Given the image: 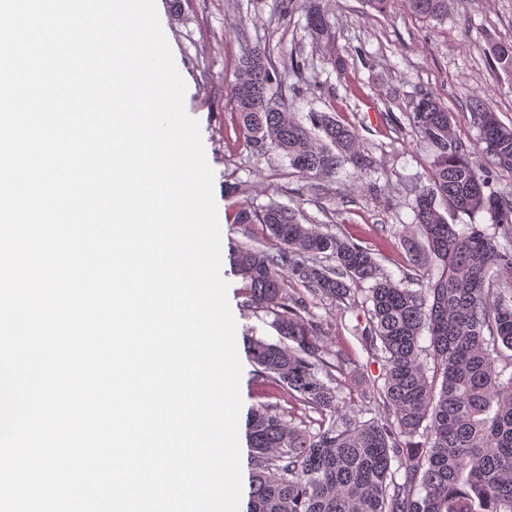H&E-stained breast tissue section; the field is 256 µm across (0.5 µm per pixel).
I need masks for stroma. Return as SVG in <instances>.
I'll return each instance as SVG.
<instances>
[{
	"label": "stroma",
	"instance_id": "35a3bbf8",
	"mask_svg": "<svg viewBox=\"0 0 512 512\" xmlns=\"http://www.w3.org/2000/svg\"><path fill=\"white\" fill-rule=\"evenodd\" d=\"M279 0H156V9L175 65L186 84L184 108L196 119L213 171V195L221 229V257L227 298L236 320L242 365V411L258 403L275 405L286 419L316 432L320 413L284 389L262 380L246 352L248 336L277 341L272 314L248 305L245 284L232 255L248 242L265 251L275 241L261 224H239L240 204L260 209L277 202L294 209L305 224L348 236L371 249L382 270L403 287L423 282L403 248L400 235L413 221V190L429 186L431 150L406 117L421 94L431 93L453 117L458 138L475 142L478 131L470 104L492 102L500 121L512 126V72L489 62L491 47L512 41V0H449L440 20L412 13L404 0H389L385 11L364 0H330V36L317 42L301 14L280 17ZM260 46L276 63L306 59L310 89L290 99L297 118L326 112L354 126L378 161V195H366L344 174L305 178L286 159L260 156L246 146L227 90L245 46ZM365 57H358V50ZM355 305L337 310L314 300L307 310L321 327L327 360L344 358L335 387L344 410L355 411L362 390L382 371L363 345L367 286L354 284Z\"/></svg>",
	"mask_w": 512,
	"mask_h": 512
}]
</instances>
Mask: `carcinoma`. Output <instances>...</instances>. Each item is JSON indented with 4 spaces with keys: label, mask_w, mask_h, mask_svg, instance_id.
Instances as JSON below:
<instances>
[{
    "label": "carcinoma",
    "mask_w": 512,
    "mask_h": 512,
    "mask_svg": "<svg viewBox=\"0 0 512 512\" xmlns=\"http://www.w3.org/2000/svg\"><path fill=\"white\" fill-rule=\"evenodd\" d=\"M403 2L425 17L448 13V0ZM278 11H302L315 40L328 36L324 0H279ZM492 56L512 71V43L496 44ZM288 92L297 96L302 86H288L264 49L241 55L231 100L246 146L288 159L306 177L347 163L360 181L378 172L355 127L323 112L309 113L305 126L276 101ZM474 108L479 134L470 145L430 93L408 115L433 151L430 186L414 200V230L402 235L427 279L423 293L384 275L363 246L300 223L293 209L272 202L238 212L239 223L266 225L277 243L274 252L244 243L233 256L251 303L274 314L279 336L250 337L249 358L258 376L329 417L310 433L273 405L250 409L246 512H512V190L491 181V169L512 170V127L485 101ZM440 200L455 212H485L491 224L459 228ZM287 275L339 308L352 300L351 284L372 282L362 340L381 353L382 384L352 415L324 381L343 360L322 358L320 329L289 304ZM377 400L387 416L363 419Z\"/></svg>",
    "instance_id": "carcinoma-1"
}]
</instances>
